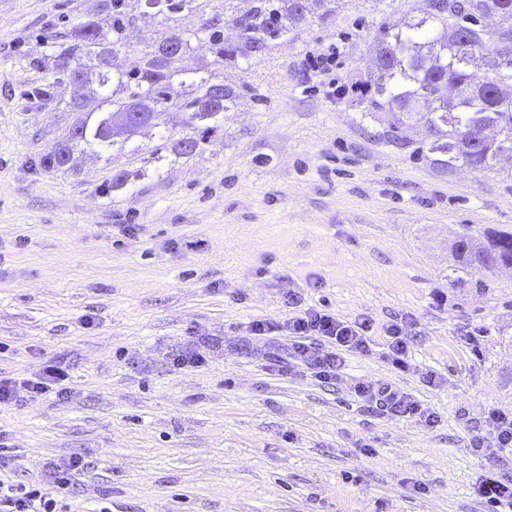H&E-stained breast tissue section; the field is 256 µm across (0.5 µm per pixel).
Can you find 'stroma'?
I'll list each match as a JSON object with an SVG mask.
<instances>
[{"instance_id":"stroma-1","label":"stroma","mask_w":512,"mask_h":512,"mask_svg":"<svg viewBox=\"0 0 512 512\" xmlns=\"http://www.w3.org/2000/svg\"><path fill=\"white\" fill-rule=\"evenodd\" d=\"M102 0H0V377L71 366L68 398L0 409L16 482L79 454L72 512H488V416L512 415V270L456 268L451 243L512 231V158L497 172L434 170L356 105L387 29L427 0H337L268 56L231 71L257 87L191 158L157 137L43 168L74 120L54 67L69 21L107 26ZM337 47L335 66L312 55ZM49 99L36 97V90ZM128 171L126 189L104 188ZM373 323L372 352L332 384L299 372L283 296ZM409 318L410 367L383 357ZM209 338L208 362L170 367ZM434 373L437 385L425 376ZM390 385L434 409L427 428L358 399ZM424 492H415V484Z\"/></svg>"}]
</instances>
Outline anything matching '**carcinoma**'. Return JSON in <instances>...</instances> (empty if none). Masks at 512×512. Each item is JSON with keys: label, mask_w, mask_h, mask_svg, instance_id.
Instances as JSON below:
<instances>
[{"label": "carcinoma", "mask_w": 512, "mask_h": 512, "mask_svg": "<svg viewBox=\"0 0 512 512\" xmlns=\"http://www.w3.org/2000/svg\"><path fill=\"white\" fill-rule=\"evenodd\" d=\"M117 2L109 31L85 20L64 33L56 73L68 78L80 73L86 85L75 89L67 102L77 116L59 139L64 150L43 158L49 170L76 173L81 157L119 144L114 127L137 106L147 111L146 122L128 130L124 140L160 127L170 113L179 112L188 132L166 139L157 149L182 158L194 156L225 112L241 99L258 97L250 83L226 84L217 80L216 71L236 67L241 60L264 58L294 26L313 15L324 21L330 12V0H306L302 11L299 0H251V7L234 18L238 38L229 44L224 42L229 0H164L158 12L140 10L132 0ZM186 9L197 11L201 24L194 30L173 29L171 38L182 52L146 43L135 68L114 71L105 64L106 53L126 45L132 25L148 28L160 15L175 21ZM486 15L500 21L493 37H512V0H428L426 16L383 33L370 89L358 101L365 117L378 111L391 114L385 136L398 146L411 145L409 130L423 125L430 140L414 152L443 174L460 163L475 171H492L501 154L512 153V60L484 81L472 80L471 70L478 68L479 49L487 35L475 25V18ZM194 42L207 43L211 59L187 69L184 57ZM422 101L432 109L419 111ZM452 253L463 269L511 266L512 233L486 236L477 248L474 237L463 234L453 243Z\"/></svg>", "instance_id": "carcinoma-1"}]
</instances>
